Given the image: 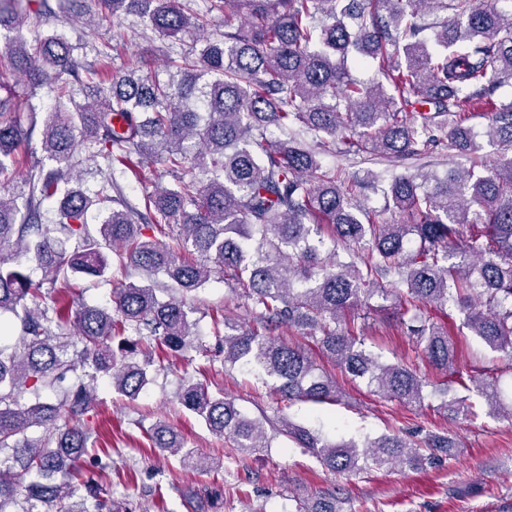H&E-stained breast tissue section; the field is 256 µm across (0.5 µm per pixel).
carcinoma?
Returning a JSON list of instances; mask_svg holds the SVG:
<instances>
[{
  "instance_id": "obj_1",
  "label": "carcinoma",
  "mask_w": 512,
  "mask_h": 512,
  "mask_svg": "<svg viewBox=\"0 0 512 512\" xmlns=\"http://www.w3.org/2000/svg\"><path fill=\"white\" fill-rule=\"evenodd\" d=\"M209 0L193 10L181 0H98L114 17L134 16L168 40L156 60L139 58L140 77L112 79V69H79L62 34L26 36L27 16L52 13L49 0H0V184L13 180L39 139L48 167L0 195V318L12 314L19 347L0 344V512H132L88 477L81 460L92 442L89 412L98 378L133 400L151 383L155 347L184 354L197 322L189 300L218 271L244 299L253 325L213 318L224 363L257 366L272 391L290 401L335 402L336 379L304 346L275 341L281 325L300 331L323 357L374 392L421 403L429 377L405 361L386 363L366 346L365 324L393 301L417 353L430 366L473 388L488 412L512 419V389L500 379L476 382L457 373L456 348L442 324L425 315L450 304L462 327L512 369V103L494 113L485 135L505 147L486 173L452 168L444 176L400 173L380 187L385 203L406 216L381 224L358 201L361 184L341 180L321 155L366 153L390 159L424 154L422 134L441 131L500 85L512 83V0ZM224 32L204 36L211 13ZM452 12L423 23L424 12ZM432 30V37L422 33ZM202 46H197V43ZM377 63L394 92L355 79L348 60ZM88 102L69 110L73 84ZM45 87L55 103H32ZM427 107L419 120L414 105ZM282 137H272L271 128ZM313 135L315 146L299 134ZM448 149L467 155L475 135L458 121ZM107 168L141 178L159 161L176 174L144 198L145 216L114 180L93 195L69 186L77 148ZM55 214L41 223V208ZM96 210L100 224H87ZM153 234L146 236L142 225ZM77 240L73 250L68 242ZM343 248L346 258L339 256ZM19 252L42 271L35 281L14 266ZM111 303L80 301L71 278L123 277ZM30 386L31 404L17 394ZM49 399H41V394ZM179 402L240 454L267 448L263 423L224 392L183 380ZM472 413L467 396L443 405ZM284 432L329 471L417 470L435 450L458 443L441 434L418 442L382 435L358 443L281 420ZM31 428H43L38 438ZM150 447L185 469L204 459L158 423ZM219 491L202 486L184 497L202 505ZM334 494L295 512H341Z\"/></svg>"
}]
</instances>
